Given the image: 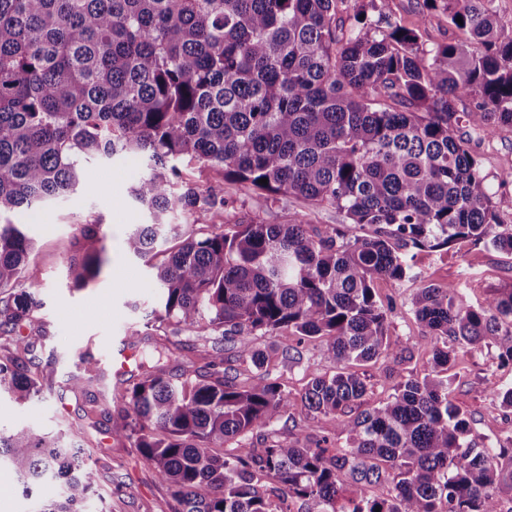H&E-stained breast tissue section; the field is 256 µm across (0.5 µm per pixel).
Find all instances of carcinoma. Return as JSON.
<instances>
[{
  "mask_svg": "<svg viewBox=\"0 0 512 512\" xmlns=\"http://www.w3.org/2000/svg\"><path fill=\"white\" fill-rule=\"evenodd\" d=\"M487 2L423 0L454 30L428 50L426 17L409 28L390 0H0V389L42 392L31 354L47 334L26 285L32 242L6 214L75 190L91 154L142 159L131 195L151 222L125 248L151 262L162 296L144 327L170 328L158 354L181 374L159 362L99 415L152 467L171 512H292L297 499L310 512H499L512 501V435L479 447L450 378H407L351 415L368 384L350 365L391 350L373 283L413 278L399 247L470 239L512 255V225L456 135L463 98L478 137L512 127V19ZM196 165L372 233H311L298 211L182 231L168 213L222 218L228 206L224 188L184 178ZM167 233L182 242L156 262ZM106 240L99 221L78 225L76 285L99 276ZM412 307L436 367L489 344L512 364V289L474 308L427 285ZM283 332L321 340L332 365L299 394L256 344ZM227 335L237 361L263 370L252 382L224 369ZM298 401L346 445L281 438ZM1 465L36 512H84L96 485L86 449L31 427L0 432ZM390 476L387 497L369 494Z\"/></svg>",
  "mask_w": 512,
  "mask_h": 512,
  "instance_id": "carcinoma-1",
  "label": "carcinoma"
}]
</instances>
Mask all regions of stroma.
<instances>
[{
    "mask_svg": "<svg viewBox=\"0 0 512 512\" xmlns=\"http://www.w3.org/2000/svg\"><path fill=\"white\" fill-rule=\"evenodd\" d=\"M390 7L406 23L424 20L425 46L447 42L453 35L442 14L423 17V0H392ZM472 150L502 223L512 224V187L500 185L502 172L512 169V128L503 127L490 138L473 141ZM85 170L86 176L75 191L47 203L26 225L35 243L30 269L43 302L39 315L50 334L49 340L36 347L44 389L40 396L25 402L1 391L0 428L34 427L53 435L80 433L97 475V491L89 500L88 512H171L148 463L135 449L106 433L99 416L91 412L92 399L111 396L114 386L136 382L143 367L152 363L151 348L145 343L134 345L135 358L124 374H116L101 358L105 346L120 347L133 330L142 328L157 301L145 261L124 251L132 225L150 221L130 195L141 165L133 158H93ZM228 192L233 202L224 219L230 223L258 215L276 224L286 210L299 207L293 199L282 204L234 186ZM92 219L107 226V261L93 283L78 289L68 271L70 241L78 224ZM400 254L412 265L414 279L383 278L373 284L386 310V334L393 350L357 368L369 384L362 403L366 409L390 400L401 380L435 372L433 343L412 309L417 288L450 284L474 306L485 304L497 290L512 289V256L481 244L454 242L424 251L404 247ZM256 342L275 356L272 371L293 392H302L311 378L330 369L322 357L320 342L300 346L287 335L260 336ZM295 347L302 352L301 360L285 356L286 350ZM88 356L96 360L103 378L75 387L71 377L82 373L81 360ZM449 374L450 399L469 417L472 436L479 445H495L498 438L512 432V415L505 414L490 391L494 384L512 386V365L502 363L496 346L458 350Z\"/></svg>",
    "mask_w": 512,
    "mask_h": 512,
    "instance_id": "obj_1",
    "label": "stroma"
}]
</instances>
